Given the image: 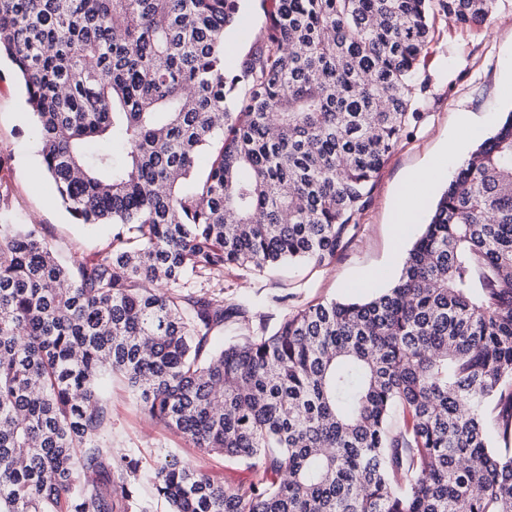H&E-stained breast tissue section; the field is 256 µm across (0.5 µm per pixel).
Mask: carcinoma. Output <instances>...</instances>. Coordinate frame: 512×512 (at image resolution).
<instances>
[{"label":"carcinoma","mask_w":512,"mask_h":512,"mask_svg":"<svg viewBox=\"0 0 512 512\" xmlns=\"http://www.w3.org/2000/svg\"><path fill=\"white\" fill-rule=\"evenodd\" d=\"M497 0H0L43 168L96 258L0 224V512H144L103 444V379L219 484L157 468L170 512H512V111L455 175L398 278L215 348L245 304L187 282L330 264L422 118L436 18ZM263 17L236 68L224 45ZM210 153L203 173L198 152Z\"/></svg>","instance_id":"1"}]
</instances>
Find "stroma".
Returning <instances> with one entry per match:
<instances>
[{"label":"stroma","instance_id":"stroma-1","mask_svg":"<svg viewBox=\"0 0 512 512\" xmlns=\"http://www.w3.org/2000/svg\"><path fill=\"white\" fill-rule=\"evenodd\" d=\"M421 73L428 80L418 106L422 118L391 152L352 237L330 265L299 262L265 273L233 267L214 279L191 280V288L221 297L225 303L250 304L248 324L225 327V341L271 331L286 315L309 304L365 298L398 277L433 204L457 168L442 154L447 136H455L461 155L469 156L503 113L512 110V93L506 89L512 81V0H497L488 25L438 18ZM0 155L9 159L11 188L7 202L0 205V223H34L63 260L74 252L92 255L105 247L111 226L75 223L57 200L55 186L41 165L25 92L6 59L0 61ZM431 166L441 168V175L426 190L415 224L396 235L394 207L412 175ZM106 396L112 409V445L138 459L137 484L147 512H167L153 482L160 462L172 457L191 462L218 483L249 480L244 467L199 451L152 419L121 377H113Z\"/></svg>","mask_w":512,"mask_h":512}]
</instances>
